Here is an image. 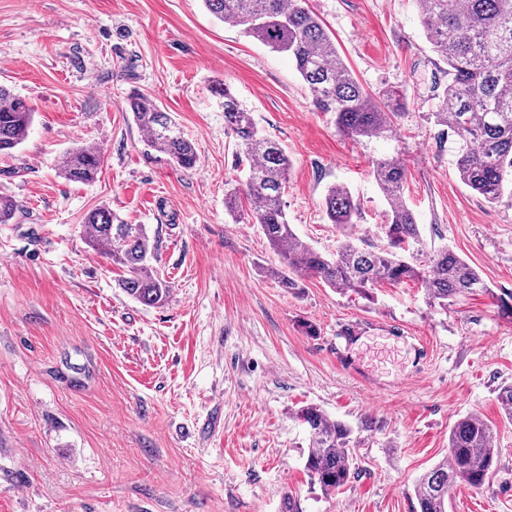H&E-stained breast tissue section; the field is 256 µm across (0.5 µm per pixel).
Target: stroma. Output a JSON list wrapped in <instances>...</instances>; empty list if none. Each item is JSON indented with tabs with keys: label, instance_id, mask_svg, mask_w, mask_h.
<instances>
[{
	"label": "stroma",
	"instance_id": "35a3bbf8",
	"mask_svg": "<svg viewBox=\"0 0 512 512\" xmlns=\"http://www.w3.org/2000/svg\"><path fill=\"white\" fill-rule=\"evenodd\" d=\"M311 3L367 91H406L390 137L339 133L287 55L202 0H0V84L35 109L25 141L0 155V193L20 206L0 224V512H279L288 495L302 512H416V480L470 413L494 426L500 453L482 487H453L449 512H512V419L497 400L512 383V322L493 300L512 292V206L458 176L457 138L433 117L447 66L413 0ZM218 82L286 152L284 210L304 241L335 251L322 201L342 183L362 207L357 245L382 246L370 166L397 157L420 264L448 248L488 292L440 314L411 281L370 300L313 278L281 288L260 226L224 211L247 171ZM135 92L174 113L194 169L145 146ZM81 145L101 155L89 184L60 173ZM99 208L159 238L164 306L127 295L122 271L86 243L84 218ZM382 327L396 346H382ZM310 404L359 430L355 477L327 495L304 468L309 437L294 416Z\"/></svg>",
	"mask_w": 512,
	"mask_h": 512
}]
</instances>
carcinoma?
Masks as SVG:
<instances>
[{"mask_svg":"<svg viewBox=\"0 0 512 512\" xmlns=\"http://www.w3.org/2000/svg\"><path fill=\"white\" fill-rule=\"evenodd\" d=\"M428 42L448 65V84L436 92L438 122L459 138L457 171L461 181L490 204L512 202V0H414ZM207 10L274 52L284 53L308 85L319 112L335 114L337 130L354 140L379 138L392 131L391 117L405 95L388 90L368 92L353 76L336 44L311 9L309 0H204ZM224 123L236 135L238 163L246 165L244 187L226 196L229 215L240 222L238 200L249 204L251 219L260 225L281 266L269 270L283 288L299 287L305 278H319L332 288L372 297L387 282L413 280L425 290L430 307L448 312L465 294L487 288L479 273L453 251L441 248L429 257L428 268L407 257L420 244V230L403 193L405 165L398 158L372 160V174L386 201L381 231L383 251L354 243L349 230L360 221V204L344 185L328 187L323 206L330 223L343 233L336 252L324 254L302 240L288 224L282 196L290 161L281 146L259 131L248 112L223 86ZM129 107L146 145L183 169L195 166L194 143L181 132L174 116L150 98L134 94ZM34 111L23 97L0 85V154H9L27 137ZM100 154L90 146L69 150L61 175L82 184L93 182ZM18 210L10 196L0 195V224H9ZM85 239L104 251L128 277L120 287L139 303L158 307L170 296L166 278L154 265L158 240L144 224H128L114 213L96 209L85 218ZM296 419L310 435L305 469L320 491L340 490L355 477L354 429L314 405L301 407ZM496 432L479 414L455 422L448 435L446 459L424 473L414 489L416 512H448V486L466 483L478 488L496 461Z\"/></svg>","mask_w":512,"mask_h":512,"instance_id":"cac0c4a2","label":"carcinoma"}]
</instances>
